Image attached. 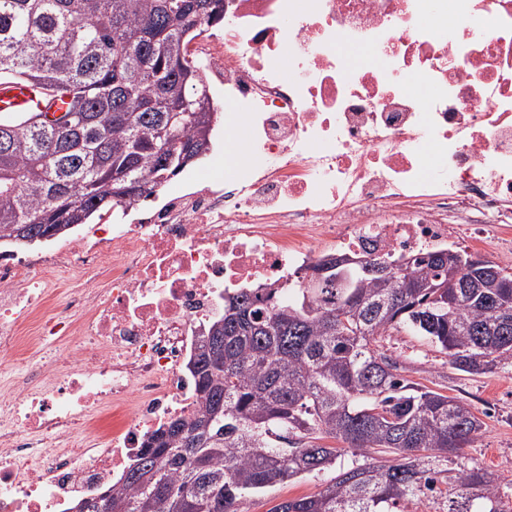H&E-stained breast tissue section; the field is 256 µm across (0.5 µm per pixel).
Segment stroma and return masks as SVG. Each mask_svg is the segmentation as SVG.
Returning <instances> with one entry per match:
<instances>
[{"label": "stroma", "mask_w": 512, "mask_h": 512, "mask_svg": "<svg viewBox=\"0 0 512 512\" xmlns=\"http://www.w3.org/2000/svg\"><path fill=\"white\" fill-rule=\"evenodd\" d=\"M224 120L233 123L234 136L225 139L223 126L216 127L210 152L183 171L185 180L198 175L230 178L247 171L249 162L242 153L241 141L247 134L248 120L242 114H228ZM377 349L395 363L398 373L407 380L469 404L484 427L476 442L464 448V456L497 476L502 487H511L512 367L507 365L474 377L461 375L450 367L444 353L409 329L379 338ZM332 476L328 470L246 495L240 499L237 512H270L279 502L317 493Z\"/></svg>", "instance_id": "obj_1"}]
</instances>
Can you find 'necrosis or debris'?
Wrapping results in <instances>:
<instances>
[{
	"instance_id": "obj_1",
	"label": "necrosis or debris",
	"mask_w": 512,
	"mask_h": 512,
	"mask_svg": "<svg viewBox=\"0 0 512 512\" xmlns=\"http://www.w3.org/2000/svg\"><path fill=\"white\" fill-rule=\"evenodd\" d=\"M193 55L248 117V172L171 183L140 223L0 255V354L17 356L0 512H67L189 414L188 364L231 289L291 288L328 254L512 233V0H224L223 39Z\"/></svg>"
}]
</instances>
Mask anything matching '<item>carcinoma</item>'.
<instances>
[{
  "instance_id": "carcinoma-1",
  "label": "carcinoma",
  "mask_w": 512,
  "mask_h": 512,
  "mask_svg": "<svg viewBox=\"0 0 512 512\" xmlns=\"http://www.w3.org/2000/svg\"><path fill=\"white\" fill-rule=\"evenodd\" d=\"M224 19V0H0V79L69 88L57 122L0 117V242L51 239L150 197L182 172L172 154L210 149L216 122L187 38ZM137 193L112 199V176ZM467 258L383 257L349 284L327 260L318 288L224 296V316L190 369L199 408L150 434L142 453L83 512H236L237 499L331 467L342 451L394 453L342 468L318 493L270 512H395L436 490L446 512H512L495 476L461 459L483 422L455 397L394 373L379 336L411 329L470 376L512 365V271L492 264L444 288ZM448 455V476L426 453Z\"/></svg>"
}]
</instances>
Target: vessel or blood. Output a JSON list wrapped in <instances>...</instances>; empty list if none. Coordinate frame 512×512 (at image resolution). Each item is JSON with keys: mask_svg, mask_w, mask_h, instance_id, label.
<instances>
[{"mask_svg": "<svg viewBox=\"0 0 512 512\" xmlns=\"http://www.w3.org/2000/svg\"><path fill=\"white\" fill-rule=\"evenodd\" d=\"M69 100L67 92H50L34 82L0 81V113L4 115L42 113L57 117L65 113Z\"/></svg>", "mask_w": 512, "mask_h": 512, "instance_id": "1", "label": "vessel or blood"}]
</instances>
